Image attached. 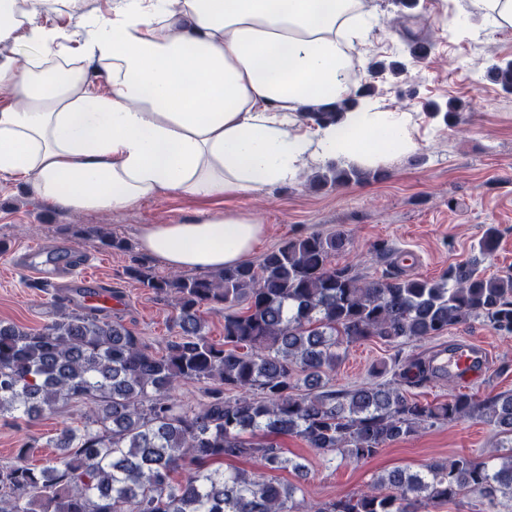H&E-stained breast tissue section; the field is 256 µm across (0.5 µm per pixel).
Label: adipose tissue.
I'll return each instance as SVG.
<instances>
[{
    "label": "adipose tissue",
    "instance_id": "ef3b65f1",
    "mask_svg": "<svg viewBox=\"0 0 512 512\" xmlns=\"http://www.w3.org/2000/svg\"><path fill=\"white\" fill-rule=\"evenodd\" d=\"M0 0V180L31 183L75 211L118 212L162 192L244 198L297 181L306 160L373 166L414 148L407 112L374 100L328 126L299 111L352 95L348 51L373 23L360 0H110L85 19L79 55L65 31ZM111 93L91 89L90 65ZM266 225L241 209L148 224L142 251L172 270L245 261Z\"/></svg>",
    "mask_w": 512,
    "mask_h": 512
}]
</instances>
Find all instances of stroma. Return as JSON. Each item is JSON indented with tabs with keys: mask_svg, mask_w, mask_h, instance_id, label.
<instances>
[{
	"mask_svg": "<svg viewBox=\"0 0 512 512\" xmlns=\"http://www.w3.org/2000/svg\"><path fill=\"white\" fill-rule=\"evenodd\" d=\"M374 24L363 45L354 51L360 73L378 61L406 63L407 72L379 83L378 102L391 112L410 113L416 122V146L404 154L386 155L361 179L340 187L315 191L306 175L325 171L326 163H306L304 178L275 185L249 199L197 198L161 193L120 212H72L48 203L26 182L0 185V321L37 329L55 318L56 288L40 287L27 269L23 254L38 248L50 255L74 251L86 259L76 277H90L91 287L119 292L111 316L133 330L155 351H163L174 334L171 309L124 269L128 254L104 249L97 240L76 237L79 229L104 226L112 235L138 245L147 224H183L224 208H243L267 234L250 256L258 261L289 237L313 231H345L350 243L337 257L353 265L368 279L392 272L409 276L439 277L448 265L471 256L472 245L488 226L499 232L497 250L483 262L488 273L512 271V92L486 74H474L475 63L491 65L512 60V28L482 30L478 37L454 34V16L469 13L471 0H419L404 26L393 25L400 8L393 0H362ZM429 36L432 50L426 60L410 62L406 34ZM453 105L458 123L445 124L431 117L429 104ZM470 340L488 354L484 376L468 385V393L484 399L512 390V335L504 336L481 323L448 329L441 335L394 350L372 339L349 348L334 371L330 384L353 389L376 382L381 365L429 358L438 345ZM84 414L75 403L35 420L0 418V464L11 461L18 448L30 444L31 463L42 465L53 457L47 440L67 426L77 425ZM497 429L473 417L437 424L383 448L365 462L323 461L296 437L281 438L289 457L304 458L308 475L297 480L283 473L288 483H300L306 498L328 501L364 489L376 477L398 467L413 470L456 455L473 458L505 457Z\"/></svg>",
	"mask_w": 512,
	"mask_h": 512,
	"instance_id": "1",
	"label": "stroma"
}]
</instances>
